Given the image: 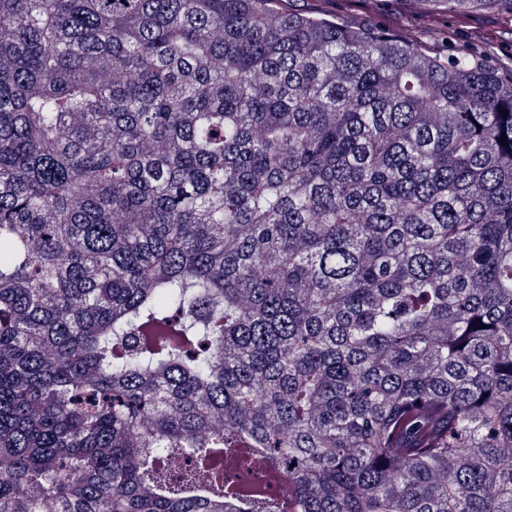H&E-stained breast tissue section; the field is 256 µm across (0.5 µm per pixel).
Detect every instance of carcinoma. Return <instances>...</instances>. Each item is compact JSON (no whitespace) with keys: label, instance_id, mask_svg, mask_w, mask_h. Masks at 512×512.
Masks as SVG:
<instances>
[{"label":"carcinoma","instance_id":"1","mask_svg":"<svg viewBox=\"0 0 512 512\" xmlns=\"http://www.w3.org/2000/svg\"><path fill=\"white\" fill-rule=\"evenodd\" d=\"M0 512H512V76L280 0H0ZM224 476L230 481L266 487L267 491L275 494L282 493L288 485L287 472H282L276 482L269 483L263 468L253 462H248L243 468L233 469L228 472L224 470Z\"/></svg>","mask_w":512,"mask_h":512}]
</instances>
